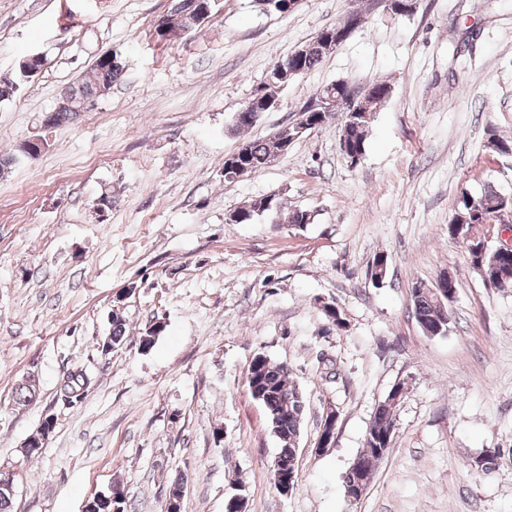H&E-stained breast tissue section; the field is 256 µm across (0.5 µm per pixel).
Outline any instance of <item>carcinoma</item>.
Masks as SVG:
<instances>
[{"label":"carcinoma","mask_w":512,"mask_h":512,"mask_svg":"<svg viewBox=\"0 0 512 512\" xmlns=\"http://www.w3.org/2000/svg\"><path fill=\"white\" fill-rule=\"evenodd\" d=\"M215 0H174L172 15L160 19L156 35L163 38V29L187 31L203 22L211 15ZM43 60L37 54H30L19 61L16 77L10 81H0V100L13 96L19 86L37 75ZM278 72L261 87L263 95L271 97L270 89L290 82L286 68H295L294 60L286 57L276 62ZM125 65L115 66L112 58L101 55L92 66L89 75L69 87L64 95L77 100L74 107L57 110L50 117L51 125L57 126L75 119L83 112H89L97 105L124 72ZM390 87L385 82L370 85L365 95V111L345 117L341 141L349 156L357 159L364 156L369 127L378 103L388 97ZM282 133L276 132L265 140L246 143L247 154L243 166L249 173H256L276 155L282 153ZM504 196L489 186L479 195L463 193L457 207L448 220V237L460 240L467 245L471 266L477 270L485 285L499 290L512 288V255L495 252L484 238L477 236L485 222L495 219L503 207ZM270 211L265 198L257 197L246 207L236 210L239 222L249 223L255 216ZM280 223L302 229L311 223L310 212L294 209L278 216ZM415 318L424 331L441 335L448 330L450 316L448 307L441 304L438 295L429 288H412ZM126 323L118 314L112 315V327L108 336V346L101 348L104 354L109 348L125 341ZM290 370L284 363L265 355H257L247 373V388L252 396L265 409L272 432L280 441L277 458L283 466H288L297 452V444L306 412V398L303 391L291 384ZM405 383L395 384L383 404L376 408L375 415L366 434L365 448L358 456L365 468H370L377 457L373 449L383 447L384 441L393 434L397 406ZM15 477L11 473H0V512H12L13 495L9 493ZM94 512H128L127 495L121 484H113L107 493L98 494L87 501Z\"/></svg>","instance_id":"obj_1"}]
</instances>
